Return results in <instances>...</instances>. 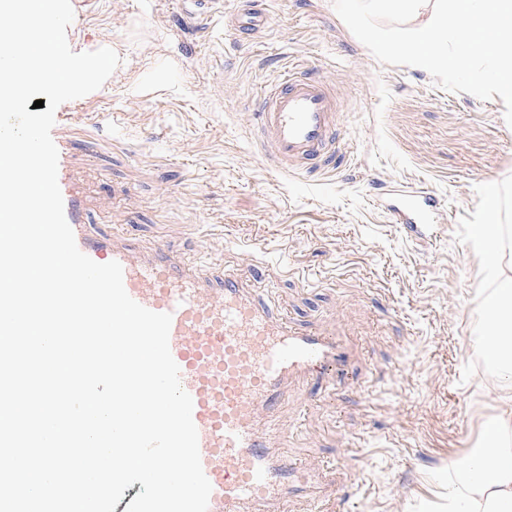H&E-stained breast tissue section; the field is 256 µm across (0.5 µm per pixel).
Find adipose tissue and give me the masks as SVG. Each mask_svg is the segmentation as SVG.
<instances>
[{
    "label": "adipose tissue",
    "mask_w": 512,
    "mask_h": 512,
    "mask_svg": "<svg viewBox=\"0 0 512 512\" xmlns=\"http://www.w3.org/2000/svg\"><path fill=\"white\" fill-rule=\"evenodd\" d=\"M495 286L489 317L483 323L475 349L494 364L491 389L499 414L484 429L487 453H472L448 471V512H512V274L492 266Z\"/></svg>",
    "instance_id": "adipose-tissue-1"
}]
</instances>
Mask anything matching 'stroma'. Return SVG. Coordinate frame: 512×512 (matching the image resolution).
I'll return each mask as SVG.
<instances>
[{
	"label": "stroma",
	"instance_id": "35a3bbf8",
	"mask_svg": "<svg viewBox=\"0 0 512 512\" xmlns=\"http://www.w3.org/2000/svg\"><path fill=\"white\" fill-rule=\"evenodd\" d=\"M263 4L266 27L243 35L237 0H87L71 49L110 44L122 59L56 110L77 126L73 172L101 232L238 270L274 312L354 351L356 374L283 396L278 446L315 469L320 498L280 512H446L449 465L497 413L471 346L492 256L471 230L512 225L505 106L379 62L333 0ZM299 71L329 83L341 114L339 158L314 174L275 165L246 120ZM419 188L440 207L414 228L388 203Z\"/></svg>",
	"mask_w": 512,
	"mask_h": 512
}]
</instances>
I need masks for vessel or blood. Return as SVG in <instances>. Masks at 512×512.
<instances>
[{
  "instance_id": "obj_1",
  "label": "vessel or blood",
  "mask_w": 512,
  "mask_h": 512,
  "mask_svg": "<svg viewBox=\"0 0 512 512\" xmlns=\"http://www.w3.org/2000/svg\"><path fill=\"white\" fill-rule=\"evenodd\" d=\"M240 4L238 31L265 24L257 0ZM259 119L264 151L281 168L314 170L337 155V103L320 77L283 78L263 95ZM51 135L65 216L79 249L99 263L119 262L129 296L172 316L169 347L193 401L201 464L212 486L208 512H254L296 495L315 496L314 471L278 451L276 431L265 421L276 417L295 380L351 375L353 353L337 337L273 312L234 272H203L166 248L145 251L127 237L99 234L69 170L70 139L60 127ZM438 205L422 190L396 199L393 211L402 222L425 224Z\"/></svg>"
}]
</instances>
